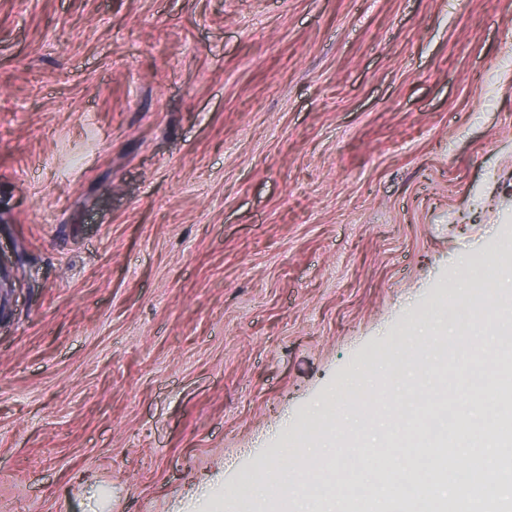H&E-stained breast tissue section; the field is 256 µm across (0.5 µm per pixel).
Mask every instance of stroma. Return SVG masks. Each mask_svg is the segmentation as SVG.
<instances>
[{
    "label": "stroma",
    "instance_id": "stroma-1",
    "mask_svg": "<svg viewBox=\"0 0 512 512\" xmlns=\"http://www.w3.org/2000/svg\"><path fill=\"white\" fill-rule=\"evenodd\" d=\"M512 253V0H0V501L265 512L330 487L414 322ZM473 344L512 363V288Z\"/></svg>",
    "mask_w": 512,
    "mask_h": 512
}]
</instances>
